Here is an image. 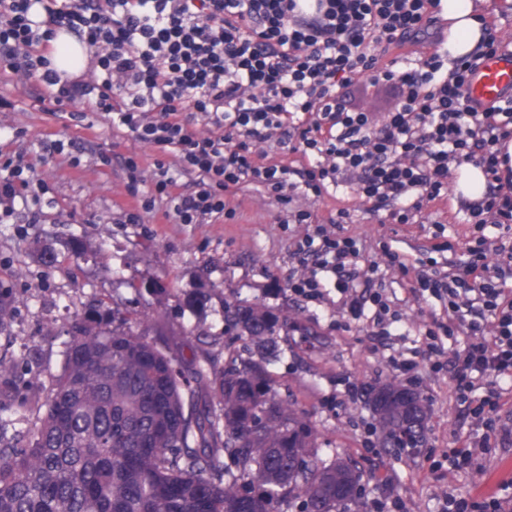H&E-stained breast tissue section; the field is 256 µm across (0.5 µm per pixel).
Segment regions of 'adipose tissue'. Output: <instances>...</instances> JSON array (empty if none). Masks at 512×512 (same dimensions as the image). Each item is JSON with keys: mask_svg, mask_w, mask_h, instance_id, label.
I'll use <instances>...</instances> for the list:
<instances>
[{"mask_svg": "<svg viewBox=\"0 0 512 512\" xmlns=\"http://www.w3.org/2000/svg\"><path fill=\"white\" fill-rule=\"evenodd\" d=\"M512 9V0H439L438 14L448 23L445 49L452 58L476 53L483 36V19L492 13ZM45 55L52 68L73 76L86 68L87 55L75 37L62 33L53 35Z\"/></svg>", "mask_w": 512, "mask_h": 512, "instance_id": "adipose-tissue-1", "label": "adipose tissue"}]
</instances>
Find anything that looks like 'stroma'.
Masks as SVG:
<instances>
[{
	"instance_id": "stroma-1",
	"label": "stroma",
	"mask_w": 512,
	"mask_h": 512,
	"mask_svg": "<svg viewBox=\"0 0 512 512\" xmlns=\"http://www.w3.org/2000/svg\"><path fill=\"white\" fill-rule=\"evenodd\" d=\"M0 95L15 111L0 112V124L23 128L22 136H0V161L14 153L25 156L35 180L44 185L40 200L29 188L19 202L36 203V224L0 223V292L12 311L0 332V357L11 359L14 376H0V422L16 421L44 401L65 360L68 337L63 325L92 307L143 312L138 329L164 352L182 357L185 374L223 370L231 353L243 352L247 341L224 333V307L242 300L287 318L288 331L278 336L279 356L267 367L278 400L303 411L334 452L357 463L364 472L363 492L355 512H375L380 501L398 500L400 512H441L446 496L462 493L477 502L512 494V415H502L500 443L470 466L448 470L446 456L457 402L446 376L422 371L414 388L428 401L423 447L389 452L380 445L371 410L358 399H344L346 384L397 380L398 375L367 333L336 326L331 305L292 300L286 278L292 266L291 243L297 228L275 223L281 206L261 190L241 187L235 219L220 224H169L163 213L168 200L155 203L142 223L129 221L138 202L124 170L103 165L101 152L137 156L149 166L159 153L134 139L107 131L104 120L86 104L76 105V118L53 116L52 104L34 102L27 89L9 75L0 76ZM77 139L90 146L80 163L70 157H46V139ZM348 212L350 234L368 245L384 241L397 250L409 272L385 279L389 298L404 310L397 324L396 348L405 358L419 359L420 330L430 309L411 300L413 269L427 234L418 225H403L375 215L350 186L315 206L317 219L335 210ZM428 212L445 220L444 237L467 257L470 239L465 202L449 196L429 204ZM82 244L84 256L74 259ZM59 257L47 267L43 248Z\"/></svg>"
}]
</instances>
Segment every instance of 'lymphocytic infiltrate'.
<instances>
[{"label":"lymphocytic infiltrate","mask_w":512,"mask_h":512,"mask_svg":"<svg viewBox=\"0 0 512 512\" xmlns=\"http://www.w3.org/2000/svg\"><path fill=\"white\" fill-rule=\"evenodd\" d=\"M436 0H0V72L28 86L38 101L91 103L113 131L156 148L151 169L135 156L103 155L127 172L131 192L149 186L169 199L173 224H208L235 215L229 196L244 184L263 189L299 225L288 289L295 299L335 304L344 327L368 332L400 375L392 328L403 319L378 271L406 272L380 244L364 261L365 242L348 235L346 210L318 221L313 207L350 183L372 212L414 223L425 204L448 196L450 164L475 163L487 177L481 201L467 204L475 230L512 222V168L499 154L512 139V99L479 108L466 95L482 54L440 53L406 68L383 63L394 46L434 36ZM68 30L90 52L88 77H61L40 52ZM391 93L374 112L353 102L360 87ZM174 163H166L165 154ZM305 162L290 165L289 155ZM22 156L0 164V221L35 224L36 211L15 208L18 185H30ZM410 290L433 315L422 333L424 359L446 373L482 428L474 441L451 432V468L495 447L501 413H512V289L478 238L467 261L449 259L445 227Z\"/></svg>","instance_id":"1"}]
</instances>
